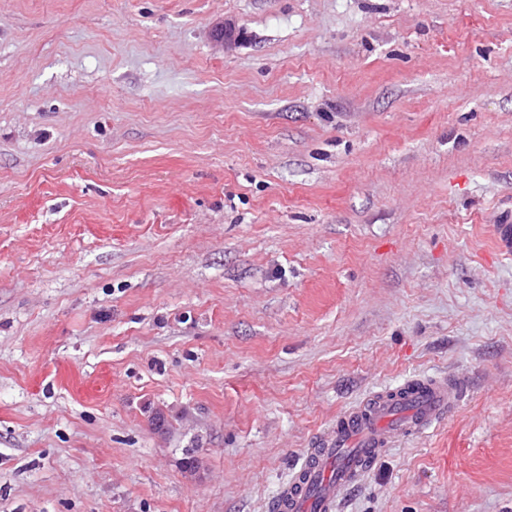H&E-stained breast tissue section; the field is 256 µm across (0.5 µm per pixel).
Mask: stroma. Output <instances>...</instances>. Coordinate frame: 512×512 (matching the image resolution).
Returning <instances> with one entry per match:
<instances>
[{
    "instance_id": "35a3bbf8",
    "label": "stroma",
    "mask_w": 512,
    "mask_h": 512,
    "mask_svg": "<svg viewBox=\"0 0 512 512\" xmlns=\"http://www.w3.org/2000/svg\"><path fill=\"white\" fill-rule=\"evenodd\" d=\"M509 219L512 0H0V512H268L436 375L339 512H512ZM466 382L445 377L413 379L344 411L328 434L317 438L313 448H305L302 463L268 510L338 512L345 493L396 439L418 436L456 410Z\"/></svg>"
}]
</instances>
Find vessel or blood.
<instances>
[{
    "label": "vessel or blood",
    "mask_w": 512,
    "mask_h": 512,
    "mask_svg": "<svg viewBox=\"0 0 512 512\" xmlns=\"http://www.w3.org/2000/svg\"><path fill=\"white\" fill-rule=\"evenodd\" d=\"M462 378L427 377L401 392H378L337 416L268 508L270 512H337L396 439L417 436L451 415L463 398Z\"/></svg>",
    "instance_id": "1"
}]
</instances>
